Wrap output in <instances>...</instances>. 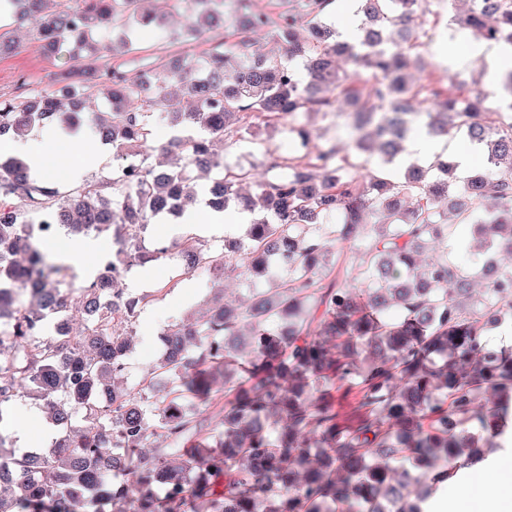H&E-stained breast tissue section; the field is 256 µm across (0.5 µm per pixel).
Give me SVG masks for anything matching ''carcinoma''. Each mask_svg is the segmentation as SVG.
<instances>
[{"label": "carcinoma", "mask_w": 512, "mask_h": 512, "mask_svg": "<svg viewBox=\"0 0 512 512\" xmlns=\"http://www.w3.org/2000/svg\"><path fill=\"white\" fill-rule=\"evenodd\" d=\"M144 0H0L22 20L39 18L35 37L49 57L109 49L122 32L125 52L140 34L163 28ZM189 40L214 24L223 0H198ZM328 0H308L304 33L294 14L272 36L280 55L253 51L265 15L235 0L224 26L234 43L198 59L177 56L160 75L120 60L54 73L53 91L0 95V134L23 139L36 126L76 131L92 90L110 102L92 117L118 165L108 183L62 191L34 177L17 157L0 156V446L11 439L10 407L40 402L53 429L47 448L0 453V512H425L437 484L453 478L479 448L474 426L492 423L485 445L505 434L512 404V349L492 352L489 319L512 316V121L492 118L485 93L454 81L434 88L431 111H414L425 88L410 78L407 45L422 0H358L361 40L351 43L322 22ZM452 17L457 33L512 45V0H468ZM375 102L344 124L345 144L305 154L279 172L254 169L214 151L251 134L252 120H288L293 141L317 136L299 117L332 109L339 94ZM446 140L461 134L486 167L457 180L445 155L423 166L401 164L411 125ZM192 126L200 136L154 146L156 118ZM135 154L136 174L123 171ZM215 170V211L253 215L246 236L219 252L197 237L181 241L184 273L217 266L253 289L250 304L219 297L201 319L158 333L160 356L133 388L123 385L127 333L152 294L101 288L106 271L81 289L77 336H47L71 314L57 277L65 270L42 245L35 225L48 218L72 235L110 232L114 268L144 266L168 253L140 250L147 224L177 221L194 194L190 171ZM368 171L363 179L359 171ZM451 240L472 264L427 253ZM363 246L364 287L328 280L334 245ZM375 350L360 364L354 346ZM224 374L223 428L190 404L209 369ZM360 387L358 424L344 425L320 388ZM81 416L83 426L72 427Z\"/></svg>", "instance_id": "carcinoma-1"}]
</instances>
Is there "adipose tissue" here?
Here are the masks:
<instances>
[{"label":"adipose tissue","instance_id":"obj_1","mask_svg":"<svg viewBox=\"0 0 512 512\" xmlns=\"http://www.w3.org/2000/svg\"><path fill=\"white\" fill-rule=\"evenodd\" d=\"M439 53L449 65H456L463 54L487 56L491 66L485 77L487 85H495L500 69L512 68V48L497 46L491 49L475 43L467 50L447 44L440 45ZM17 156L30 168L33 175L55 181L71 183L81 181L88 172L99 168L109 157L107 145L86 146L74 136L47 137L38 132L28 139H12L0 144V154ZM437 512H512V488L498 487L489 490L481 479H474L471 487L455 501L439 499Z\"/></svg>","mask_w":512,"mask_h":512}]
</instances>
